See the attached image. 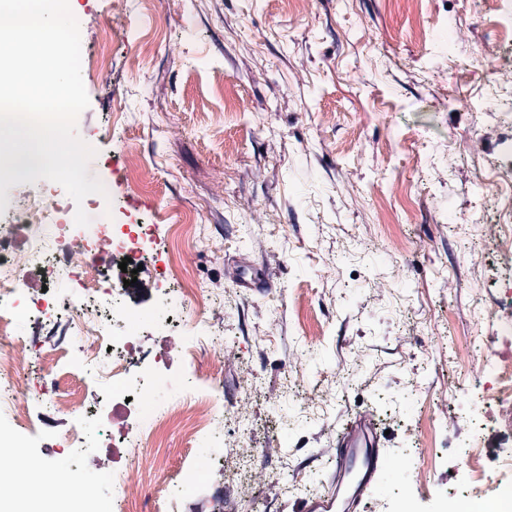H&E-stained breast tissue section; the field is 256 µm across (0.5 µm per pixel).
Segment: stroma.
<instances>
[{"label": "stroma", "mask_w": 512, "mask_h": 512, "mask_svg": "<svg viewBox=\"0 0 512 512\" xmlns=\"http://www.w3.org/2000/svg\"><path fill=\"white\" fill-rule=\"evenodd\" d=\"M81 53L112 27L110 68L84 77L77 133L121 224L153 227L129 293L156 306L171 253L213 293L198 328L149 332L178 385L218 378L224 416L160 447L111 436L128 416L88 410L96 375L73 372L90 337L49 333L16 312V379L28 418L0 444L10 500L59 505L41 473L93 478L96 507L162 499V512H301L336 487L341 432L371 417L377 445L408 470L378 480L354 512H445L465 489L467 408L497 428L512 401L480 383L481 357L512 324V25L498 0H74ZM166 19L158 34L157 19ZM153 42L137 58L136 47ZM236 95L228 106L212 75ZM149 165L127 187L122 146ZM199 222L187 236L174 225ZM204 345H195V337ZM55 355L69 412L47 411L42 360ZM156 397L172 404L195 392ZM87 445L68 446L70 431ZM21 461L30 482L9 472ZM124 472L121 494L102 474Z\"/></svg>", "instance_id": "35a3bbf8"}]
</instances>
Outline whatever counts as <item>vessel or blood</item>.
<instances>
[{"instance_id":"obj_1","label":"vessel or blood","mask_w":512,"mask_h":512,"mask_svg":"<svg viewBox=\"0 0 512 512\" xmlns=\"http://www.w3.org/2000/svg\"><path fill=\"white\" fill-rule=\"evenodd\" d=\"M374 426L364 422L356 430L343 433L336 451V491L330 496L312 500L303 506L304 512H348L378 476L387 474V459L374 446ZM358 471L355 484H346L351 471Z\"/></svg>"}]
</instances>
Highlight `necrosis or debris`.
<instances>
[{
    "label": "necrosis or debris",
    "instance_id": "4bbe7bcc",
    "mask_svg": "<svg viewBox=\"0 0 512 512\" xmlns=\"http://www.w3.org/2000/svg\"><path fill=\"white\" fill-rule=\"evenodd\" d=\"M67 209L48 214L30 199L17 205L11 222L0 224V303L25 296L34 283L49 286L46 310L57 325L77 326L93 337L96 346L83 366L90 372H102L104 360L112 368L103 374L106 398L126 404L137 418L134 432L142 440H152L171 425L181 426L185 435L195 437L210 431L211 419L198 418L191 406H170L151 398L153 386L160 383L158 361L138 354L136 338L146 323L165 327L166 316L133 309L126 301L123 285L114 283L107 267L100 262L103 252L115 257L136 258L147 245L146 231L129 233L122 225L103 219L80 227L68 223ZM80 242L88 255L84 275L72 278L69 252ZM160 285L167 299L182 309L200 308L207 298L202 284L179 276L177 261H169ZM14 339L13 319L0 313V412L11 410L18 393L10 381L23 370L5 344ZM499 349L482 354L484 368L512 396V330L502 329Z\"/></svg>",
    "mask_w": 512,
    "mask_h": 512
}]
</instances>
